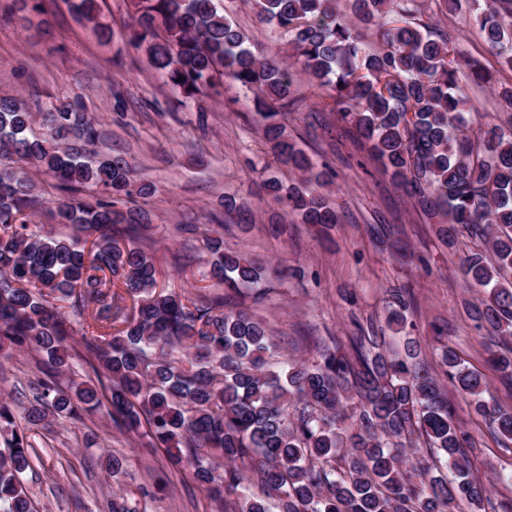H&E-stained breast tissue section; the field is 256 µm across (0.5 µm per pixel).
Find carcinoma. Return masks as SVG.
I'll return each mask as SVG.
<instances>
[{"instance_id":"carcinoma-1","label":"carcinoma","mask_w":512,"mask_h":512,"mask_svg":"<svg viewBox=\"0 0 512 512\" xmlns=\"http://www.w3.org/2000/svg\"><path fill=\"white\" fill-rule=\"evenodd\" d=\"M479 27L498 73L464 57L458 36L417 17L415 0H353L378 39L367 44L340 14L337 0H256L261 20L287 37L289 57L322 90L392 183L414 197L452 246L462 232L477 240L461 258L470 307L485 332L492 366L512 382V0H443ZM125 34L181 102L205 111L230 81L257 96L262 132L275 162L298 173L285 183L261 179L284 217L322 231L341 223L312 159L285 132L295 105L288 65L252 50L225 15L223 0H123ZM101 36L98 0H79ZM491 89L501 120L473 127L462 82ZM36 115L0 97V354L46 356L21 418L0 403V512H37L23 473L31 432L78 418L84 406L107 408L122 432L148 439L168 460L188 463L196 482L231 512H512L470 470L471 439L456 421L443 382L421 357L408 313L413 293L394 288L386 327L405 333L385 350L373 328L357 326L348 347L324 346L311 361H273L277 345L263 322L233 304L242 286L260 289L267 270L204 238L209 270L195 292L160 284L161 261L144 249L148 214L128 203L152 194L135 166L95 149L99 133L76 103ZM83 141L69 145V136ZM59 182L57 236L31 223L38 205L31 172ZM225 293L205 297L208 282ZM127 296L131 307L117 301ZM96 304L92 310L89 304ZM87 330L74 338L72 319ZM83 354L101 388L68 375ZM448 383L473 412L512 440V411L502 409L481 375L450 345L441 349Z\"/></svg>"}]
</instances>
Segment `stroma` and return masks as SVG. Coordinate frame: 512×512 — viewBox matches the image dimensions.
Returning <instances> with one entry per match:
<instances>
[{
	"label": "stroma",
	"instance_id": "1",
	"mask_svg": "<svg viewBox=\"0 0 512 512\" xmlns=\"http://www.w3.org/2000/svg\"><path fill=\"white\" fill-rule=\"evenodd\" d=\"M102 20L112 30L100 39L78 21L67 0H0V97L14 96L42 108L80 101L94 119L101 152L132 161L141 181L153 185L148 198L150 245L163 261L169 287H190L208 270L204 237L223 231L227 246L291 270L269 278L261 301L245 305L261 317L281 352L310 360L321 341L347 343L357 324L385 322V300L393 288H408L417 305L410 315L430 367H437L432 328H448V343L467 366L482 373L501 406L512 408V386L488 362L468 317L473 294L459 270V251L445 246L414 200L384 176L374 160L341 139L334 116L318 114L319 91L297 80L302 99L285 118L288 135L331 178L326 190L344 221L322 235L297 225L288 239L274 237L278 209L257 188V168L273 156L261 129L256 97L225 83L224 96L207 102L206 114L182 106L165 78L145 56L125 45L121 0H105ZM230 16L265 56L284 53L280 31L260 22L255 0H233ZM233 194L248 215L226 213ZM184 224L195 233L181 232ZM410 243L405 261L391 249L393 237ZM34 352L0 356V394L15 415L28 406L22 390L35 380ZM456 418L472 435L474 472L493 478L498 495L512 498V441L494 435L465 399L449 392ZM31 467L24 482L38 512H107L113 494H129L137 512H216L198 489L189 467L171 465L112 425L105 410L79 420L60 419L34 435ZM127 463L120 480L106 472L109 457Z\"/></svg>",
	"mask_w": 512,
	"mask_h": 512
}]
</instances>
